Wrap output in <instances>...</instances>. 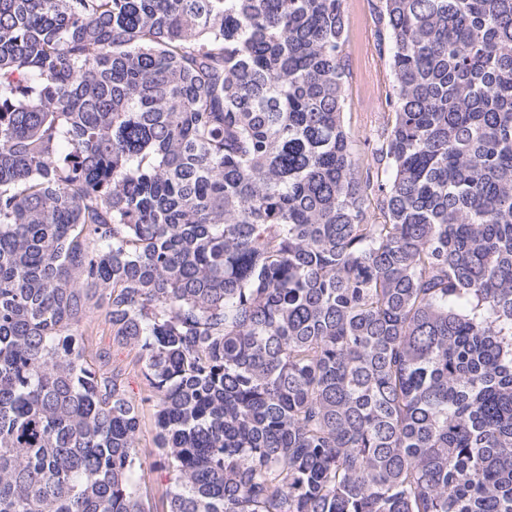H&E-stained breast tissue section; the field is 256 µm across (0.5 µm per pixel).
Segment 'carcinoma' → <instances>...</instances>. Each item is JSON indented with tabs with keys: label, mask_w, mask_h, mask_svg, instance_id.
Returning a JSON list of instances; mask_svg holds the SVG:
<instances>
[{
	"label": "carcinoma",
	"mask_w": 512,
	"mask_h": 512,
	"mask_svg": "<svg viewBox=\"0 0 512 512\" xmlns=\"http://www.w3.org/2000/svg\"><path fill=\"white\" fill-rule=\"evenodd\" d=\"M0 0V512H512V0ZM376 1L344 0V59L349 78L344 87L343 112L346 130L361 144L366 139L373 142L382 130L383 112H391L385 101L393 77L378 51L373 13ZM99 294L100 292L92 293L89 301L90 312L79 326V334L82 336L88 360H93L99 366V353L110 351L112 362L108 367H112L114 362L125 370L126 381L137 398L151 396V391L144 385L140 368L135 364V351L129 348L118 349L113 345L112 327L104 319L105 304ZM154 403L151 402L144 407L141 417L140 430L137 436V449L143 463L146 481L155 503L157 512H163L166 504V486L167 482L157 466L159 459V450L155 443V424H154Z\"/></svg>",
	"instance_id": "obj_1"
}]
</instances>
